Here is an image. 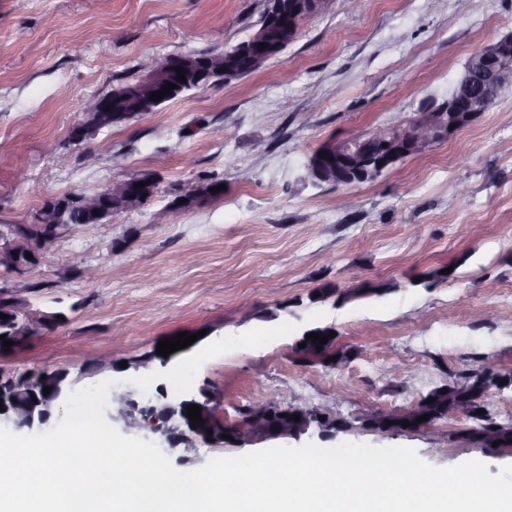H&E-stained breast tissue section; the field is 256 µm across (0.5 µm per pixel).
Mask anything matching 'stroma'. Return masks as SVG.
Instances as JSON below:
<instances>
[{
	"mask_svg": "<svg viewBox=\"0 0 512 512\" xmlns=\"http://www.w3.org/2000/svg\"><path fill=\"white\" fill-rule=\"evenodd\" d=\"M266 6L0 0V224L38 223L47 198L114 181L149 174L158 186L117 223L65 226L53 263L24 272L30 307L64 318L0 354V370L66 367L80 389L123 379L119 362L182 332L208 344L283 322L331 324L349 362L303 360L292 333L205 362L192 395L221 390L215 413L233 424L261 392L351 424L302 442L411 446L436 467L477 459L498 474L512 447L481 446L463 415L388 435L361 420L480 367L512 372V87L375 182L316 187L304 173L324 143L382 133L446 97L482 43L512 33V0H361L354 11L331 0L256 71L69 139L86 98L137 80L145 61L222 52L258 29ZM203 176L223 181V196L173 208ZM448 265V279L423 282ZM327 283L383 294L311 302Z\"/></svg>",
	"mask_w": 512,
	"mask_h": 512,
	"instance_id": "1",
	"label": "stroma"
}]
</instances>
